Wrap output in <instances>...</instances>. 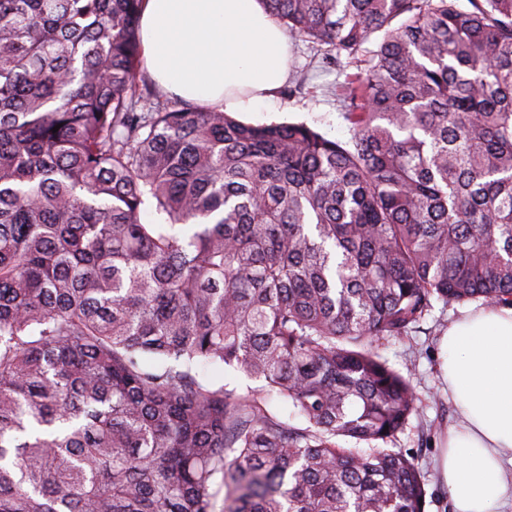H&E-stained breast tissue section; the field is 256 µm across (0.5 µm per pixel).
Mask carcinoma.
I'll return each mask as SVG.
<instances>
[{
    "mask_svg": "<svg viewBox=\"0 0 512 512\" xmlns=\"http://www.w3.org/2000/svg\"><path fill=\"white\" fill-rule=\"evenodd\" d=\"M142 3L0 0V512H424L379 349L512 306V0H261L380 36L347 143L145 83ZM200 378L203 381L224 385L228 390H236L239 394L264 392V383L259 380L251 379L236 371L231 367L224 368H203L197 369Z\"/></svg>",
    "mask_w": 512,
    "mask_h": 512,
    "instance_id": "cac0c4a2",
    "label": "carcinoma"
}]
</instances>
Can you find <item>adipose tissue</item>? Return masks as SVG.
Instances as JSON below:
<instances>
[{
    "mask_svg": "<svg viewBox=\"0 0 512 512\" xmlns=\"http://www.w3.org/2000/svg\"><path fill=\"white\" fill-rule=\"evenodd\" d=\"M140 27L149 76L186 101L249 112L286 78L288 37L259 0H146ZM441 348L451 512H512V307L463 311Z\"/></svg>",
    "mask_w": 512,
    "mask_h": 512,
    "instance_id": "1",
    "label": "adipose tissue"
}]
</instances>
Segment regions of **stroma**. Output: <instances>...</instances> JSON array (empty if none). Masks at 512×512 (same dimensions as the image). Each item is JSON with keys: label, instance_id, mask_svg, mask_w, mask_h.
<instances>
[{"label": "stroma", "instance_id": "stroma-1", "mask_svg": "<svg viewBox=\"0 0 512 512\" xmlns=\"http://www.w3.org/2000/svg\"><path fill=\"white\" fill-rule=\"evenodd\" d=\"M312 44L299 39L291 42L290 75L309 78L303 94L291 96L277 91L274 98L257 111L240 113V120L252 124L304 123L327 138L348 142L351 128L333 90L353 68L347 59L326 64ZM461 303H435L419 332L381 346L380 353L390 366L409 377L419 399V412L413 416L395 445L415 459L425 481L424 512H449L448 489L441 480L439 466L454 408L448 400L439 366L442 362L440 336L448 323L464 311Z\"/></svg>", "mask_w": 512, "mask_h": 512}]
</instances>
